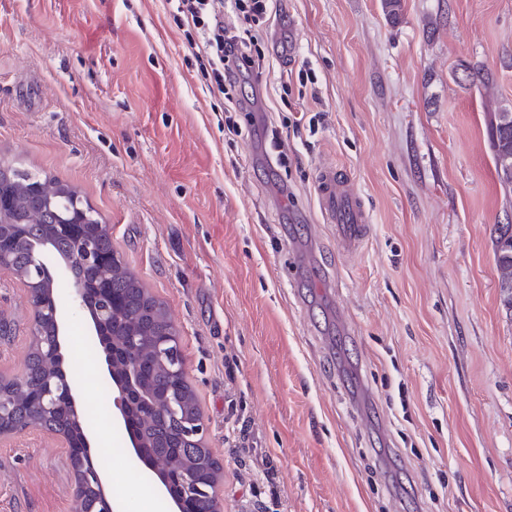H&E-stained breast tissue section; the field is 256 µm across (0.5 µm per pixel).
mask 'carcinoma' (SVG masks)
I'll use <instances>...</instances> for the list:
<instances>
[{
    "mask_svg": "<svg viewBox=\"0 0 512 512\" xmlns=\"http://www.w3.org/2000/svg\"><path fill=\"white\" fill-rule=\"evenodd\" d=\"M495 170L500 183L512 188V173L499 167L500 158L512 156V110L501 109L493 114L489 127ZM41 184L43 197L37 198L32 187ZM0 193L5 196V215L9 233L28 235L36 240H49L52 249L62 258L70 259L69 276L85 289L89 304L104 308L108 313L101 322L102 336L110 352L112 365L122 369L129 358L141 362L142 371L130 388L131 414L135 427L130 435L136 437L145 458L162 471L192 475L213 463L206 447H199L185 437L183 422L199 415L196 395L188 382L180 384L175 403L177 414L169 410L163 391L169 382L167 360L158 356L152 347V337L174 329L165 305L149 294L139 279L131 272L124 260L92 266L77 254V241L55 235V225L66 219L75 207H84L92 223L101 219L92 206L73 186L48 175L40 176L11 166L8 172L0 171ZM91 249L101 253H114L110 230L103 228L90 237ZM494 260L500 272L501 304L512 311V224H499L494 235ZM32 263L30 250L18 248L9 257V269L19 278H26ZM106 284L121 298L115 311L108 308L106 298L100 291ZM57 361L39 344L32 343L23 370V380L6 382L13 408L14 418L29 416V406L41 389L44 380L56 372ZM38 427L56 432H67L73 447H78L79 436L84 429L81 421L72 418L67 407H60L55 415L35 420Z\"/></svg>",
    "mask_w": 512,
    "mask_h": 512,
    "instance_id": "cac0c4a2",
    "label": "carcinoma"
}]
</instances>
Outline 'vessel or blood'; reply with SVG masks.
<instances>
[{"label":"vessel or blood","instance_id":"b4317fda","mask_svg":"<svg viewBox=\"0 0 512 512\" xmlns=\"http://www.w3.org/2000/svg\"><path fill=\"white\" fill-rule=\"evenodd\" d=\"M316 194L326 223L335 225L340 238L350 246L362 242L368 232L369 215L352 181L335 166L319 168Z\"/></svg>","mask_w":512,"mask_h":512}]
</instances>
